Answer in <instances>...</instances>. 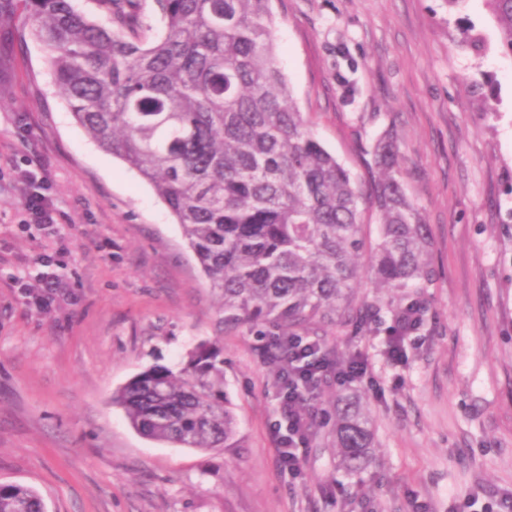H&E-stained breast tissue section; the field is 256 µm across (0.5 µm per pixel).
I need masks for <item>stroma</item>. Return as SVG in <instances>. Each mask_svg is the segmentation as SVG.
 <instances>
[{
    "instance_id": "1",
    "label": "stroma",
    "mask_w": 512,
    "mask_h": 512,
    "mask_svg": "<svg viewBox=\"0 0 512 512\" xmlns=\"http://www.w3.org/2000/svg\"><path fill=\"white\" fill-rule=\"evenodd\" d=\"M278 65L299 111L361 189L391 135L399 177L426 216L432 276L409 297L363 275L378 314L328 343L368 374L326 381L300 478L271 430L278 335L221 321L215 296L153 187L100 149L59 97L20 0L0 24V482L46 512H459L512 496V51L487 0H274ZM471 28L479 47L459 43ZM46 196L48 228L24 209ZM48 256L63 290L40 304ZM420 303L405 363L384 355L396 308ZM221 340L238 445L202 452L138 435L113 390L199 341ZM370 408L372 460L341 469L337 396Z\"/></svg>"
}]
</instances>
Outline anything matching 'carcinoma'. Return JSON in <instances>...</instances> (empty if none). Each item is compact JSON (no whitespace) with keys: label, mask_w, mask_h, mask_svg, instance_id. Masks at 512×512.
I'll return each instance as SVG.
<instances>
[{"label":"carcinoma","mask_w":512,"mask_h":512,"mask_svg":"<svg viewBox=\"0 0 512 512\" xmlns=\"http://www.w3.org/2000/svg\"><path fill=\"white\" fill-rule=\"evenodd\" d=\"M106 27L72 0H25L33 35L76 122L121 159L180 224L227 325L272 322L281 336L331 325L359 334L362 259L376 286L404 293L430 280V240L398 177V150L373 146L370 197L314 135L277 64L272 0H156L162 30H141L138 0H100ZM491 3L512 50V0ZM379 215L375 245L363 208ZM130 427L199 451L233 447L224 352L201 342L174 370L154 365L112 393ZM340 465L363 469L373 434L357 395L334 406ZM0 512H44L30 486L0 484Z\"/></svg>","instance_id":"carcinoma-1"}]
</instances>
